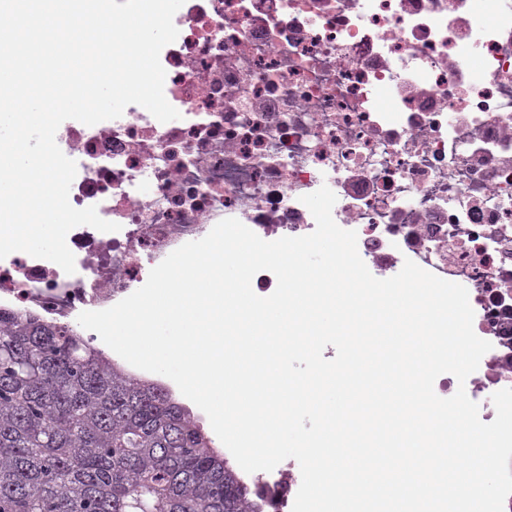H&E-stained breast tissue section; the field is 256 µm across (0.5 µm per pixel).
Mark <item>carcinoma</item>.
<instances>
[{
	"mask_svg": "<svg viewBox=\"0 0 512 512\" xmlns=\"http://www.w3.org/2000/svg\"><path fill=\"white\" fill-rule=\"evenodd\" d=\"M189 409L73 326L0 309V512H265Z\"/></svg>",
	"mask_w": 512,
	"mask_h": 512,
	"instance_id": "carcinoma-1",
	"label": "carcinoma"
}]
</instances>
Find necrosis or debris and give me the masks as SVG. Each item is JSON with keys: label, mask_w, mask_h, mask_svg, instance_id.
<instances>
[{"label": "necrosis or debris", "mask_w": 512, "mask_h": 512, "mask_svg": "<svg viewBox=\"0 0 512 512\" xmlns=\"http://www.w3.org/2000/svg\"><path fill=\"white\" fill-rule=\"evenodd\" d=\"M174 24L160 62L179 119L132 104L56 133L72 206L119 231L72 229L71 275L0 259V306L74 324L222 219L266 241L310 234L300 198L325 185L373 276L409 259L467 289L492 348L434 390L465 387L493 421L492 394L512 388V0H185Z\"/></svg>", "instance_id": "necrosis-or-debris-1"}]
</instances>
